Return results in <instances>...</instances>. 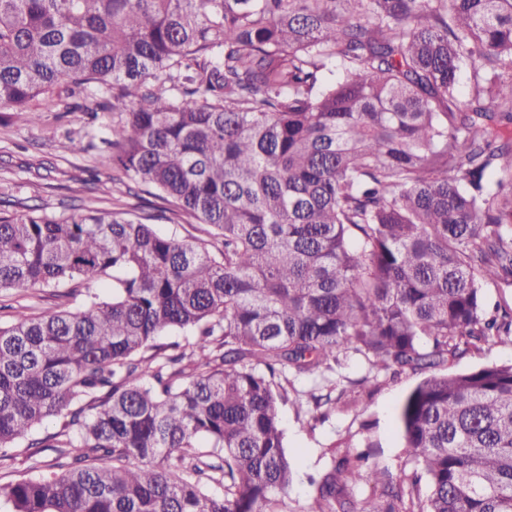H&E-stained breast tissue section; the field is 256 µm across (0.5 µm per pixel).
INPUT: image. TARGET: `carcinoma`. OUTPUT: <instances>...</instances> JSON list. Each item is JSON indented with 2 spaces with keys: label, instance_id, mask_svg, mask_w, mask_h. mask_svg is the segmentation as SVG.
<instances>
[{
  "label": "carcinoma",
  "instance_id": "obj_1",
  "mask_svg": "<svg viewBox=\"0 0 512 512\" xmlns=\"http://www.w3.org/2000/svg\"><path fill=\"white\" fill-rule=\"evenodd\" d=\"M78 89L120 115L103 163L207 238L0 216V293L53 289L0 323V461L56 454L0 512H290L279 407L325 419L351 353L426 374L422 468L367 442L304 512H512V364L438 372L512 336V0H0V112Z\"/></svg>",
  "mask_w": 512,
  "mask_h": 512
}]
</instances>
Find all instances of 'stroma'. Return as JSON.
I'll return each instance as SVG.
<instances>
[{
    "instance_id": "stroma-1",
    "label": "stroma",
    "mask_w": 512,
    "mask_h": 512,
    "mask_svg": "<svg viewBox=\"0 0 512 512\" xmlns=\"http://www.w3.org/2000/svg\"><path fill=\"white\" fill-rule=\"evenodd\" d=\"M38 110L40 119L35 123L24 112L0 118V214H20L34 207L56 216L88 210L128 211L154 217L161 233L186 240L200 236L201 227L193 218L161 219L164 203L135 184L118 181L111 167L100 164L99 156L117 120L115 113L86 111L79 95L70 98L65 108L40 101ZM72 140L81 143V150L69 149ZM366 373V361L356 355L337 366L336 381L348 401L338 404L316 426L298 418L291 405L280 406L295 464L289 495L294 510L309 501L308 475L330 466L331 458L324 450L331 442L372 443L375 462L396 478L415 468V460L403 446L398 411L417 376L385 375L364 388L359 381Z\"/></svg>"
}]
</instances>
